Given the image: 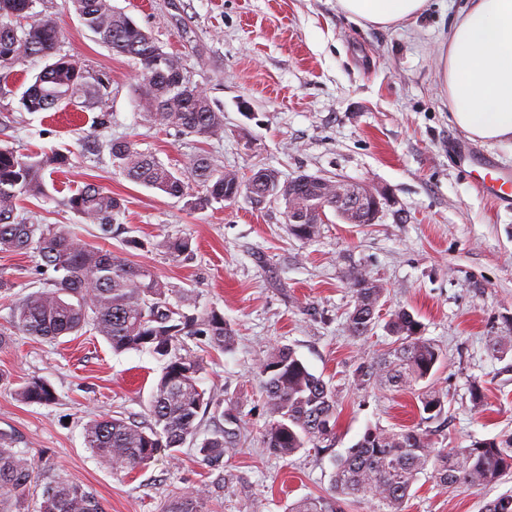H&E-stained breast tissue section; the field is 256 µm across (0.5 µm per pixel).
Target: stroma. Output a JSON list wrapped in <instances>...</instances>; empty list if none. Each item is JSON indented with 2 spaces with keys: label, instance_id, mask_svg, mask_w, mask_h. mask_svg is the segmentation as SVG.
<instances>
[{
  "label": "stroma",
  "instance_id": "35a3bbf8",
  "mask_svg": "<svg viewBox=\"0 0 512 512\" xmlns=\"http://www.w3.org/2000/svg\"><path fill=\"white\" fill-rule=\"evenodd\" d=\"M462 2L431 7L406 28L356 24L336 0H112L180 58L223 112V138L205 140L147 122L134 62L101 44L71 0H35L34 13L61 31L60 54L106 89L98 101L29 113L20 99L46 59L24 57L0 71V145L24 154L58 148L71 157L67 168L45 174L52 198L28 199L20 215L69 225L89 244L193 290L198 311L223 314L235 334L231 350L200 339L186 345L203 363L200 387L234 403L240 416L237 443L219 464L197 451V440L225 425L209 411L178 459L164 450L145 468L109 470L86 448L83 427L93 416L148 423L160 362L147 352L113 353L91 331L55 341L19 333L0 348V432L40 476L89 487L105 512H163L168 499L200 486L208 490L202 512H287L300 498L329 494L334 457L367 428L399 431L419 421L416 391L357 381L360 363L392 343L386 324L401 308L442 353L432 379L444 401L431 424L437 447L512 434V207L476 190L454 148L466 142L511 167L512 145L470 140L437 78L436 56ZM114 141L180 169L203 153L242 176L260 168L284 180L321 174L366 185L385 200L375 223L347 224L331 212L319 236L302 241L289 234L283 203L241 197L192 210L128 180L112 165ZM87 182L120 198L115 221L143 248L100 239L95 225L62 206ZM170 235L190 238L191 259L166 256L159 243ZM356 269L384 289L364 338L347 329ZM0 278L10 283L0 290L3 328L12 304L43 285L38 254L0 253ZM278 345L294 349L336 392V437L324 452L309 446L280 458L263 446L259 364ZM33 378L53 387L54 403L17 399L16 387ZM508 491L512 475L483 489H445L424 474L405 512H482Z\"/></svg>",
  "mask_w": 512,
  "mask_h": 512
}]
</instances>
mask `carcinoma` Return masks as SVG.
<instances>
[{"label":"carcinoma","instance_id":"cac0c4a2","mask_svg":"<svg viewBox=\"0 0 512 512\" xmlns=\"http://www.w3.org/2000/svg\"><path fill=\"white\" fill-rule=\"evenodd\" d=\"M83 24L112 51L133 58L140 65L142 81L139 105L145 119L155 125L203 139L224 134V113L217 111L207 94L185 80L181 61L164 52L150 34L111 0H72ZM34 0H0V69L22 57L52 59L22 96L29 112H47L75 99L103 96L104 83L91 82L73 57L57 54L60 31L49 18L34 19L19 28L12 20L30 18ZM112 161L131 181L171 198L186 201L192 210L247 195L255 204L268 200L296 205L309 214L308 223L295 224L285 213L294 237L311 240L325 223L326 209L348 224L364 223L363 215L347 217L322 193L315 176L300 174L293 183L280 181L273 169H261L242 178L196 154L187 163L188 174L164 164L127 142H113ZM70 156L61 151L18 154L0 147V251L21 253L36 250L42 270L52 272L49 286L15 303L10 330L0 329V348L11 331L41 339L79 334L89 328L102 336L112 351H148L163 362L161 375L148 406L152 423L143 426L122 416L93 417L84 427V441L102 465L112 471H132L148 464L167 449L173 453L194 438L200 413L213 405L198 386L200 360L182 352L184 338L201 337L214 350L233 345V331L224 315L212 310L192 313L193 291L173 288L144 266H135L109 250L84 242L64 224H39L16 216L28 198H47L44 179L48 169L68 166ZM61 204L88 224H96L103 237L118 236L123 228L112 224L121 209L118 198L95 183H87L64 198ZM162 247L174 261L191 258L187 237H170ZM354 308L347 328L351 335H369L384 288L364 274H352ZM176 298L171 303L170 298ZM388 329L395 340L380 357L360 367L361 384H375L396 391L414 389L431 376L440 352L420 336V324L412 313L392 314ZM264 377L262 394L270 421L264 444L279 457H288L311 444L332 442L336 434V393L312 373L295 351L286 346L271 349L260 361ZM27 404H47L55 399L44 380L23 383L16 392ZM420 420L428 423L442 413L443 400L428 384L419 392ZM240 428L221 429L205 439L199 453L219 461L235 446ZM332 495L304 497L289 505L288 512H346L347 504L368 500L376 512H404L418 475L431 470L439 486L459 484L471 488L499 482L512 473V434L479 440L467 448H437L430 430L421 427L389 431L368 428L346 454L333 461ZM36 467L27 456L12 448L11 438L0 433V512H104L95 493L79 483L45 482L41 501L30 508L28 491ZM206 489H190L173 498L165 512H201ZM483 512H512V493L488 502Z\"/></svg>","mask_w":512,"mask_h":512}]
</instances>
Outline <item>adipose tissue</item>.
I'll list each match as a JSON object with an SVG mask.
<instances>
[{"label":"adipose tissue","instance_id":"1","mask_svg":"<svg viewBox=\"0 0 512 512\" xmlns=\"http://www.w3.org/2000/svg\"><path fill=\"white\" fill-rule=\"evenodd\" d=\"M354 22L414 23L430 0H337ZM437 75L455 124L490 145L512 141V0H466L448 27Z\"/></svg>","mask_w":512,"mask_h":512}]
</instances>
